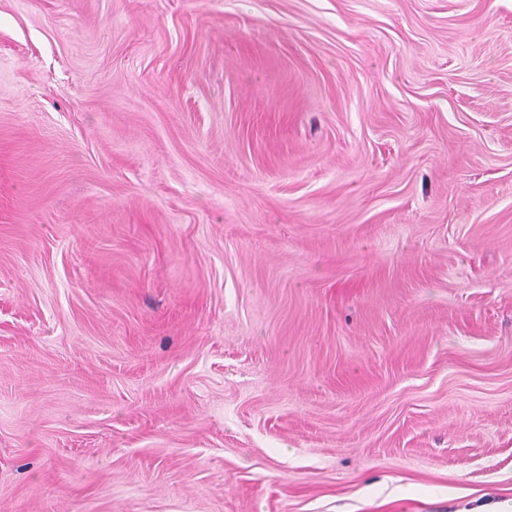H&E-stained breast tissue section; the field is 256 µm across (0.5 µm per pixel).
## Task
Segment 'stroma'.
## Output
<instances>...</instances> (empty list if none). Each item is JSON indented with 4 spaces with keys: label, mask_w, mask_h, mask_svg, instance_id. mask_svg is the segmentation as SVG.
<instances>
[{
    "label": "stroma",
    "mask_w": 512,
    "mask_h": 512,
    "mask_svg": "<svg viewBox=\"0 0 512 512\" xmlns=\"http://www.w3.org/2000/svg\"><path fill=\"white\" fill-rule=\"evenodd\" d=\"M512 0H0V512H507Z\"/></svg>",
    "instance_id": "obj_1"
}]
</instances>
